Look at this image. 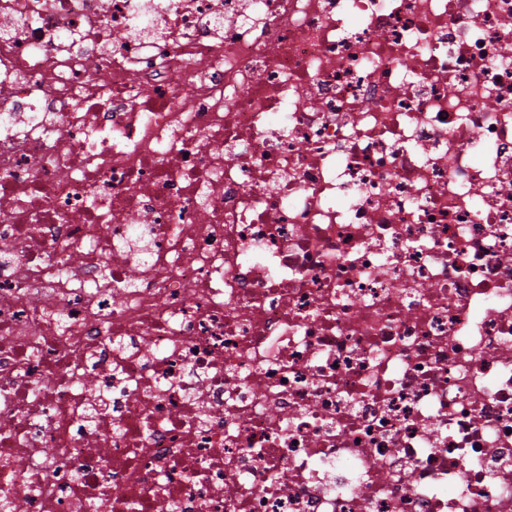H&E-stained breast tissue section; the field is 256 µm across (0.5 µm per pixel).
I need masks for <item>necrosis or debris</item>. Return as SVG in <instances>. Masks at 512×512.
I'll return each instance as SVG.
<instances>
[{"mask_svg":"<svg viewBox=\"0 0 512 512\" xmlns=\"http://www.w3.org/2000/svg\"><path fill=\"white\" fill-rule=\"evenodd\" d=\"M18 504L512 512V0H0Z\"/></svg>","mask_w":512,"mask_h":512,"instance_id":"4bbe7bcc","label":"necrosis or debris"}]
</instances>
